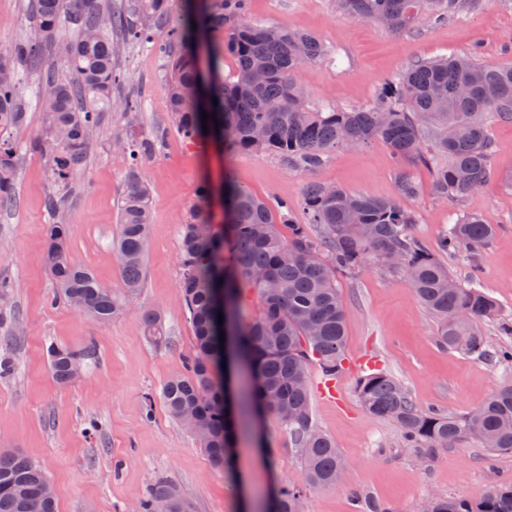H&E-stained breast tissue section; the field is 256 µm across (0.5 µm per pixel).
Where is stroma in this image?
<instances>
[{"instance_id":"1","label":"stroma","mask_w":512,"mask_h":512,"mask_svg":"<svg viewBox=\"0 0 512 512\" xmlns=\"http://www.w3.org/2000/svg\"><path fill=\"white\" fill-rule=\"evenodd\" d=\"M33 12L32 0H0V50L26 36ZM249 15L313 33L328 47V57L297 72L314 106L373 107L382 86L412 61L472 51L486 66L512 60V0H479L467 13L398 33L348 18L337 0H250ZM170 27L167 21L153 25L148 44L120 42L122 92L138 96L140 106L105 113L78 185L59 214L47 208L55 188L45 158L26 154L18 162L15 204L0 211V278L13 286L14 311L24 333L11 336L0 328V353L10 352L15 363L13 375L0 379V453L17 452L42 467L54 487L58 512H129L159 477L176 488L190 512H265L270 493L285 483L302 488L305 512H354V488L391 512H417L422 502L437 496L478 501L512 485V453L491 452L468 436L436 451L426 463L404 447L395 422L363 408L357 382L376 370L403 385L419 410L456 416L470 413L493 390L512 383V367L441 347L438 320L403 277L373 263L336 277L346 309V349L335 395L320 392L319 369L309 368L313 422L345 458L343 487L306 486L300 456L270 414L241 426L233 464L214 469L159 399L164 384L183 372L194 345L181 288L180 227L205 184L213 192L216 219H223L228 170L253 194L286 199L295 223L301 224L308 182L391 197L399 169H407L420 188L408 203L415 215L411 233L433 251L460 213L481 215L498 227L486 251L475 258L463 250L441 261L459 282L478 283L498 302L499 317L480 325L489 348L511 346L512 335L504 326L512 320V124H491L496 145L491 176L459 203L436 196L433 166L416 158L397 166L379 141L337 149L322 167L301 171L274 155H230L189 144L169 131L155 153L138 164L151 198V243L139 297L129 311L105 324L53 301L46 229L58 218L69 226L71 256L91 268L102 285L116 292L123 287L112 240L125 164L110 156V129L120 123L142 138L166 128L167 64L152 44L164 39ZM148 309L162 314V345L151 344L143 333L141 316ZM87 344L96 348L95 361L70 385H58L49 369L50 346ZM149 393L155 397L150 406L144 403Z\"/></svg>"}]
</instances>
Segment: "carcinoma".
Segmentation results:
<instances>
[{
    "mask_svg": "<svg viewBox=\"0 0 512 512\" xmlns=\"http://www.w3.org/2000/svg\"><path fill=\"white\" fill-rule=\"evenodd\" d=\"M249 0H182L172 39L158 45L169 69V127L190 142H208L227 152H271L293 168L310 171L324 165L342 146L380 140L399 164L397 193L388 198L350 193L312 182L305 190V224L292 220L288 201L276 205L224 179V213L217 224L211 193L202 189L182 225L180 265L186 313L194 332L186 372L171 378L160 398L180 423L190 417L197 445L213 467H226L236 439L235 418L260 411L275 415L299 449L308 486L336 488L343 458L336 443L312 419L308 371L316 362L336 376L345 360V308L336 275L352 274L373 260L403 274L414 295L440 323L438 341L468 356L512 365V347L489 351L479 324L499 315L498 303L471 284L454 282L448 269L409 231L414 218L404 202L419 192L404 163L448 157L435 170L433 190L459 202L482 187L490 173L495 145L488 122L512 123V62L488 67L476 55H457L406 66L388 81L379 104L370 109L312 107L296 80L305 63L327 56L313 34L286 25L248 18ZM172 0H124L104 10L99 0H36V26L26 37L0 52V210L16 199L17 162L24 152L47 158L57 192L48 198L52 212L61 209L75 173L99 134V114L136 107L114 94L119 82L112 32L142 37L153 22L168 16ZM477 0H340L352 19L369 21L390 32L414 27L418 20L441 21L469 11ZM74 26L65 53L73 77H54L38 100L42 132L25 141L16 131L26 124L28 106L15 66L36 68L42 50L55 39L62 19ZM197 27H192V24ZM234 60L224 74V53ZM215 119L202 121V112ZM208 131H203V126ZM114 151L133 162L152 154L154 144H137L128 130H112ZM150 193L138 167L129 165L118 207L119 230L112 241L121 269L119 295L102 286L93 272L70 256L68 226L47 228V267L54 299L97 323L123 314L143 288L149 252ZM288 226L283 235L280 225ZM313 224L319 231H308ZM496 226L481 216L462 213L440 240L439 249L472 253L486 249ZM253 289L261 311L240 325L238 302ZM223 324H218V315ZM144 331L162 341L161 314H142ZM10 335L22 332L13 305L0 307V326ZM233 337L237 361L252 382L237 388L235 417H225L226 378L232 368L220 333ZM95 359V351L51 347L49 367L55 382L67 386ZM362 406L370 414L395 422L407 447L427 458L453 448L468 435L494 453L512 452V384L486 398L475 411L457 417L424 413L404 387L382 372L357 384ZM360 512H388L380 502L351 491ZM39 500L43 512H56L54 489L39 465L20 453L0 455V512H26ZM141 512H187V506L164 480L154 483L139 502ZM277 512H304L302 491L283 485ZM430 512H512V487L480 501L455 496L432 499Z\"/></svg>",
    "mask_w": 512,
    "mask_h": 512,
    "instance_id": "cac0c4a2",
    "label": "carcinoma"
}]
</instances>
